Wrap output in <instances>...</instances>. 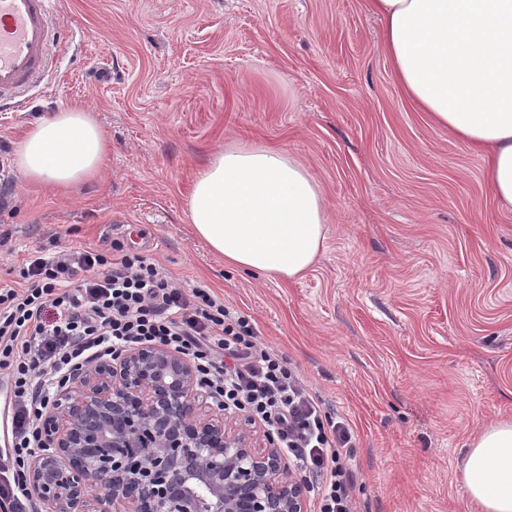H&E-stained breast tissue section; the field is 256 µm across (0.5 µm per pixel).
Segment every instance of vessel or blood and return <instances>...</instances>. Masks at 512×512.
<instances>
[{"label":"vessel or blood","instance_id":"vessel-or-blood-1","mask_svg":"<svg viewBox=\"0 0 512 512\" xmlns=\"http://www.w3.org/2000/svg\"><path fill=\"white\" fill-rule=\"evenodd\" d=\"M56 3L0 0V100H17L40 81L56 44Z\"/></svg>","mask_w":512,"mask_h":512}]
</instances>
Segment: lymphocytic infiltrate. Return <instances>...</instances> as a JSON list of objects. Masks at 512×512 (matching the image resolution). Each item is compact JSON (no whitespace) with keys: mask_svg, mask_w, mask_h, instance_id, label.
<instances>
[{"mask_svg":"<svg viewBox=\"0 0 512 512\" xmlns=\"http://www.w3.org/2000/svg\"><path fill=\"white\" fill-rule=\"evenodd\" d=\"M19 286L0 289V378L9 394L10 447L0 456V512H35L24 478L40 448L54 386L112 352L162 346L191 361L211 400L272 431L307 475L320 512H351L341 456L347 424L324 412L287 362L262 348L244 316L205 286L184 290L136 254L66 249L32 256Z\"/></svg>","mask_w":512,"mask_h":512,"instance_id":"obj_1","label":"lymphocytic infiltrate"}]
</instances>
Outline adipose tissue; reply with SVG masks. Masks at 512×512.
<instances>
[{
	"label": "adipose tissue",
	"instance_id": "1",
	"mask_svg": "<svg viewBox=\"0 0 512 512\" xmlns=\"http://www.w3.org/2000/svg\"><path fill=\"white\" fill-rule=\"evenodd\" d=\"M405 96L436 127L483 160L494 195L512 206V0H367ZM110 143L90 112L66 107L18 139L23 179L66 189L96 180ZM185 213L196 238L225 263L293 280L326 241L328 203L293 154L240 143L196 174ZM460 474L480 512H512V420L486 425Z\"/></svg>",
	"mask_w": 512,
	"mask_h": 512
}]
</instances>
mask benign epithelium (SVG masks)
<instances>
[{"mask_svg":"<svg viewBox=\"0 0 512 512\" xmlns=\"http://www.w3.org/2000/svg\"><path fill=\"white\" fill-rule=\"evenodd\" d=\"M197 385L160 346L70 374L26 473L47 512H305L272 434L254 445L224 407L205 409Z\"/></svg>","mask_w":512,"mask_h":512,"instance_id":"obj_1","label":"benign epithelium"}]
</instances>
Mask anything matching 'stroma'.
Returning <instances> with one entry per match:
<instances>
[{
    "mask_svg": "<svg viewBox=\"0 0 512 512\" xmlns=\"http://www.w3.org/2000/svg\"><path fill=\"white\" fill-rule=\"evenodd\" d=\"M54 24L63 53L0 112V282L117 242L208 285L350 425L353 512H471L461 460L512 418V207L405 99L366 0H58ZM74 105L112 144L103 174L26 184L16 141ZM238 142L292 152L325 192L299 280L225 265L185 220L197 170Z\"/></svg>",
    "mask_w": 512,
    "mask_h": 512,
    "instance_id": "1",
    "label": "stroma"
}]
</instances>
